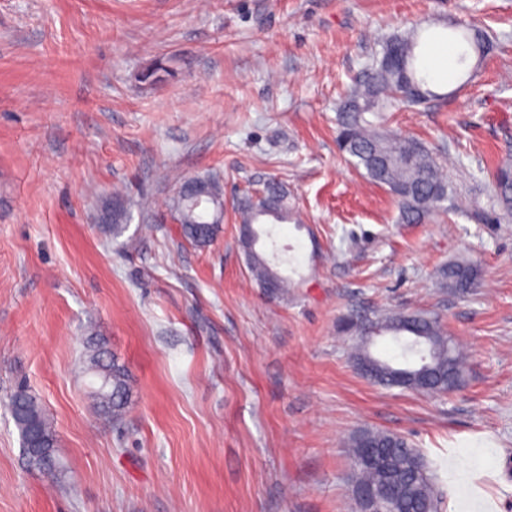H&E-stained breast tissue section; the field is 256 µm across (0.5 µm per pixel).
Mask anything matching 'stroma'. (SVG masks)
<instances>
[{"label":"stroma","mask_w":512,"mask_h":512,"mask_svg":"<svg viewBox=\"0 0 512 512\" xmlns=\"http://www.w3.org/2000/svg\"><path fill=\"white\" fill-rule=\"evenodd\" d=\"M470 25L493 45L450 65L388 126L439 156L464 208L400 221L336 145V112L383 39ZM171 77L139 82L155 60ZM512 0H0V512H356L346 442L405 435L442 512H512ZM224 187L223 232L190 245L175 180ZM280 182L294 203L263 294L234 202ZM123 189L119 242L97 227ZM452 261L480 269L438 288ZM436 313L463 345L454 392L385 389L349 358V315ZM125 363L132 402L102 419L79 363L88 330ZM26 385L53 419L63 484L30 468L1 401ZM494 196L498 209L512 213V164L504 163L492 173ZM437 284L439 288L467 292L471 288H477L478 270L469 262H450L439 270Z\"/></svg>","instance_id":"1"}]
</instances>
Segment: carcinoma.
I'll return each instance as SVG.
<instances>
[{
    "label": "carcinoma",
    "instance_id": "obj_1",
    "mask_svg": "<svg viewBox=\"0 0 512 512\" xmlns=\"http://www.w3.org/2000/svg\"><path fill=\"white\" fill-rule=\"evenodd\" d=\"M435 38H448L455 43L459 49L458 63L462 66L473 55L484 57L489 49L488 40L470 28L457 27L451 34L440 33ZM417 47L418 36L413 31L387 39L381 56L373 60L363 79L350 87L336 115L339 150L368 179L390 191L397 201L400 220L409 224L448 211V201L453 196L436 153L414 138L391 133L379 120V112L394 99L419 104L431 95L424 88L426 78L417 74ZM146 71L144 81L153 86L169 75L159 61ZM492 180L498 209L505 214L512 213V164L498 166ZM184 182L193 183L206 195L205 204L196 207L192 199L179 192L172 197L170 210L181 221L183 238L198 247H206L222 230V225L208 222L209 209H214L216 218L222 212L221 182L213 175L189 177ZM112 201L116 204L114 213L106 223L98 225V230L105 239L114 242L127 231L131 215L120 194H113ZM238 214L244 230L239 240L254 280L264 292L288 297L292 279L280 271L285 260L257 248L261 234L269 236L271 231L255 228L257 224H278L290 219L286 191L280 183L270 181L240 201ZM437 284L464 293L477 287L478 270L469 262H450L439 270ZM342 330L359 337L352 355L354 363L363 365L367 378L386 387L447 394L461 382L467 368L458 343L431 314L384 310L373 320L349 316L344 318ZM405 333L418 338L419 344L413 345L412 353L427 357L428 371L396 366L371 353L368 336L388 334L397 338ZM84 371L100 381L90 391L100 415L109 421L121 418L131 404L128 369L112 353L105 338L95 332L85 339ZM7 407L29 466L64 479L66 469L58 453L55 429L37 397L22 387L9 395ZM369 442L376 445L385 459L354 466L351 488L373 489L388 512H440L438 476L408 438L388 431L363 430L351 439V460L363 458Z\"/></svg>",
    "mask_w": 512,
    "mask_h": 512
}]
</instances>
